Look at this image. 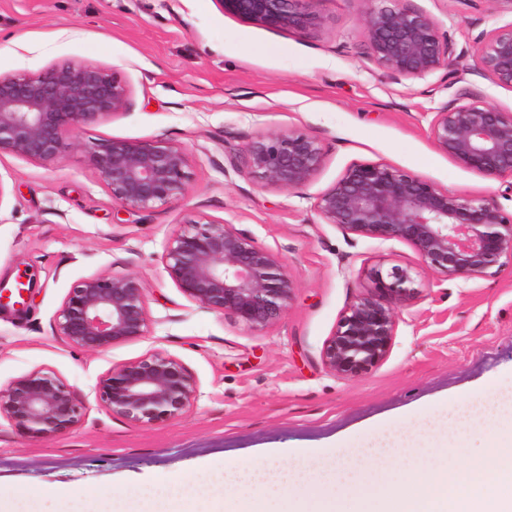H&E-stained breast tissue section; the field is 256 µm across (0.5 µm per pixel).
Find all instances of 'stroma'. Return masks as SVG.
<instances>
[{
	"mask_svg": "<svg viewBox=\"0 0 512 512\" xmlns=\"http://www.w3.org/2000/svg\"><path fill=\"white\" fill-rule=\"evenodd\" d=\"M455 51L512 23V0H411ZM305 32L270 28L219 0H0V74L37 75L78 60L113 68L131 90L122 113L69 137L59 159L0 156V285L30 286L0 311V386L37 368L79 394L85 417L51 440L0 421V488L26 512H57L48 490L134 493L160 472L198 475L259 458L268 448L361 447L368 430L454 406L493 383L512 387V265L477 281L447 282L402 241L362 239L322 223L317 197L355 162H385L437 187L495 194L491 180L436 151L429 122L465 88L512 111V88L473 72L397 81L363 46L365 0H316ZM302 130L324 161L299 192L262 186L229 166L248 139ZM167 138L188 154L189 194L149 214L120 210L83 150L114 139ZM247 230L277 253L295 283L283 317L252 331L188 301L161 255L191 211ZM411 267L422 292L397 312L386 358L359 378L335 375L322 352L343 312L371 294L376 269ZM100 272L138 274L149 291L146 336L105 352L55 334L69 288ZM154 352L179 358L200 396L180 419L144 426L108 414L95 386L113 366Z\"/></svg>",
	"mask_w": 512,
	"mask_h": 512,
	"instance_id": "35a3bbf8",
	"label": "stroma"
}]
</instances>
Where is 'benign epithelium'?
<instances>
[{
	"mask_svg": "<svg viewBox=\"0 0 512 512\" xmlns=\"http://www.w3.org/2000/svg\"><path fill=\"white\" fill-rule=\"evenodd\" d=\"M314 0H221L224 9L268 27L305 30ZM364 48L395 80H422L471 71L512 87V23L475 38L455 54L448 35L410 0H365ZM130 87L108 67L69 61L42 73L0 75V155L39 164L58 160L76 129L127 109ZM436 150L489 179L512 177V112L463 91L433 113ZM99 183L118 207L150 212L175 204L188 192L187 154L168 139H114L85 147ZM244 168L265 186L305 187L323 164L320 142L290 130L247 141ZM326 224L347 234L401 240L424 267L445 281L481 280L512 263V213L492 194L462 195L383 162H355L317 198ZM165 272L199 307L231 314L252 330L277 322L293 297L294 282L281 257L246 231L205 215H192L162 255ZM412 269H378L374 291L355 298L323 349L334 374L359 377L386 357L396 310L419 297ZM148 291L135 273L101 272L77 280L62 300L55 332L71 346L106 352L147 335ZM96 398L113 416L141 425L175 420L197 402L199 383L178 358L163 352L112 367L101 376ZM23 436L53 439L84 418L78 393L55 372L34 369L0 388V418Z\"/></svg>",
	"mask_w": 512,
	"mask_h": 512,
	"instance_id": "1",
	"label": "benign epithelium"
}]
</instances>
